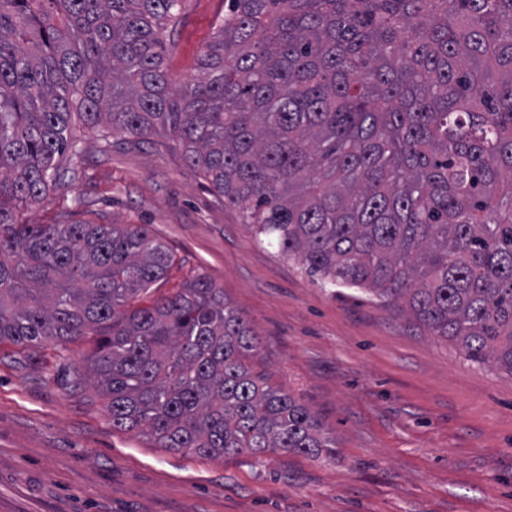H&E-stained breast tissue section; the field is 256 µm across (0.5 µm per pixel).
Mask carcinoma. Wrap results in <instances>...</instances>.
<instances>
[{
  "instance_id": "1",
  "label": "carcinoma",
  "mask_w": 512,
  "mask_h": 512,
  "mask_svg": "<svg viewBox=\"0 0 512 512\" xmlns=\"http://www.w3.org/2000/svg\"><path fill=\"white\" fill-rule=\"evenodd\" d=\"M184 0H0V346L96 337L112 428L207 457L332 454L260 338L203 274L170 280L148 224L21 210L69 186L74 119L179 141L256 239L322 288L396 304L512 373V0H225L173 84Z\"/></svg>"
}]
</instances>
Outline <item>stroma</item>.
Wrapping results in <instances>:
<instances>
[{"label": "stroma", "instance_id": "obj_1", "mask_svg": "<svg viewBox=\"0 0 512 512\" xmlns=\"http://www.w3.org/2000/svg\"><path fill=\"white\" fill-rule=\"evenodd\" d=\"M224 15V0H185L168 30L174 82ZM81 166L62 207L100 224H148L176 255L171 283L203 273L251 321V362L294 391L336 441L314 459L228 458L153 447L113 429L84 375L89 343L0 348V512H512V375L467 361L398 306L334 295L259 242L161 135L105 145L78 129Z\"/></svg>", "mask_w": 512, "mask_h": 512}]
</instances>
